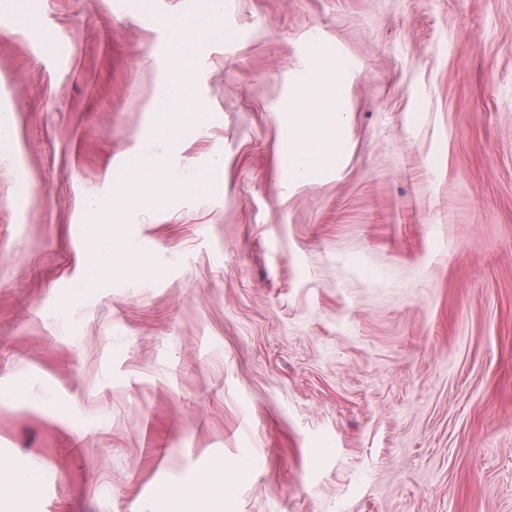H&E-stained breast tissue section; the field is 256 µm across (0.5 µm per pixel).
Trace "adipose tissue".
<instances>
[{
  "label": "adipose tissue",
  "instance_id": "adipose-tissue-1",
  "mask_svg": "<svg viewBox=\"0 0 512 512\" xmlns=\"http://www.w3.org/2000/svg\"><path fill=\"white\" fill-rule=\"evenodd\" d=\"M344 80L343 70L326 50L315 52V62L296 85L286 107L288 122V175L307 179L329 168L343 145L347 116L342 111L339 95ZM203 175H179L169 161L158 156L143 162L129 176L117 182L113 192L121 199L122 208L94 199L86 206L95 224V235L112 241L124 236L123 208H134L161 199H171L203 188ZM226 462H216L204 485H185L161 489L159 496L169 503L193 501L208 496L212 512H223L224 474ZM37 493L31 477L0 467V502L9 512H26L27 504Z\"/></svg>",
  "mask_w": 512,
  "mask_h": 512
}]
</instances>
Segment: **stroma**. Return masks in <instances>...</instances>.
Listing matches in <instances>:
<instances>
[{
    "label": "stroma",
    "mask_w": 512,
    "mask_h": 512,
    "mask_svg": "<svg viewBox=\"0 0 512 512\" xmlns=\"http://www.w3.org/2000/svg\"><path fill=\"white\" fill-rule=\"evenodd\" d=\"M15 0L0 15V460L28 512H512V0ZM196 28L200 107L154 136ZM325 47L345 143L293 182L284 106ZM203 174L127 213L146 270L96 278L85 205L142 157ZM233 467V465H229L222 459L213 465L210 476L205 478L206 483L203 486L191 484L167 487L159 491V497L166 502L175 504L194 501L204 496V489L209 494L208 498L213 507L211 512H222L224 508V472L226 473Z\"/></svg>",
    "instance_id": "1"
}]
</instances>
